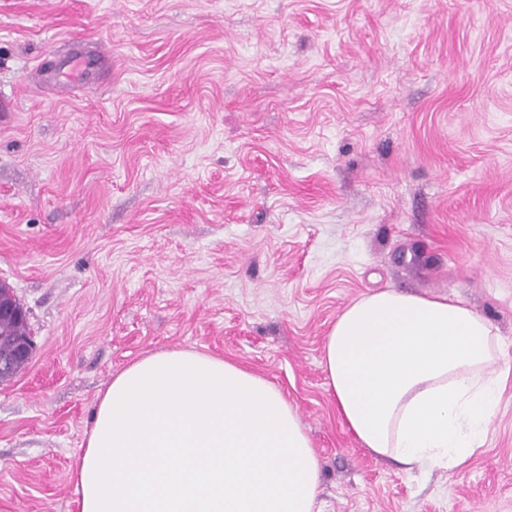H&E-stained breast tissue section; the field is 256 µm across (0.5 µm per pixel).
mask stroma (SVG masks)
Returning <instances> with one entry per match:
<instances>
[{"mask_svg": "<svg viewBox=\"0 0 512 512\" xmlns=\"http://www.w3.org/2000/svg\"><path fill=\"white\" fill-rule=\"evenodd\" d=\"M0 512H78L97 393L194 348L292 403L323 512H512V0H0ZM380 288L499 333L462 470L359 447L320 367ZM28 321L27 311L5 284H0V324H22ZM9 345L5 352L0 351V379L3 376H10L19 371L32 358L34 342L27 333L24 335L1 336L0 340ZM2 376V377H1Z\"/></svg>", "mask_w": 512, "mask_h": 512, "instance_id": "stroma-1", "label": "stroma"}]
</instances>
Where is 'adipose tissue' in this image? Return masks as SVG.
<instances>
[{
    "mask_svg": "<svg viewBox=\"0 0 512 512\" xmlns=\"http://www.w3.org/2000/svg\"><path fill=\"white\" fill-rule=\"evenodd\" d=\"M497 356L492 323L473 309L386 289L342 310L321 367L361 448L454 472L490 434ZM72 482L79 512H321L319 461L294 406L264 377L193 349L113 376Z\"/></svg>",
    "mask_w": 512,
    "mask_h": 512,
    "instance_id": "ef3b65f1",
    "label": "adipose tissue"
}]
</instances>
